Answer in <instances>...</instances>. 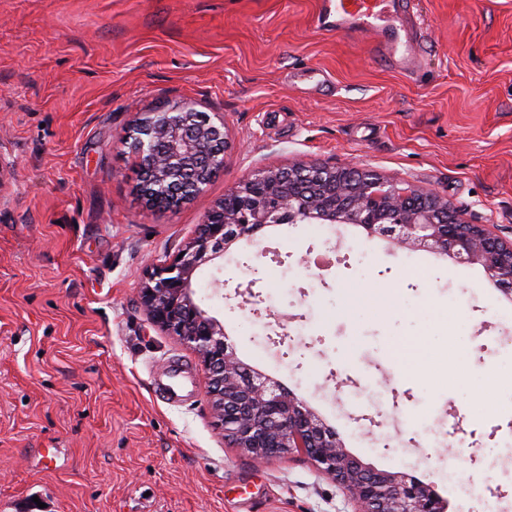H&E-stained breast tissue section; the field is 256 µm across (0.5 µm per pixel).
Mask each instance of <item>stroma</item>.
Instances as JSON below:
<instances>
[{"label": "stroma", "instance_id": "1", "mask_svg": "<svg viewBox=\"0 0 512 512\" xmlns=\"http://www.w3.org/2000/svg\"><path fill=\"white\" fill-rule=\"evenodd\" d=\"M420 67L315 28L319 0H0V512H355L301 452L255 462L214 423L196 354L139 288L226 189L349 164L436 191L512 243V0H415ZM314 69L328 89L307 86ZM184 100L232 146L202 196L147 209L119 141ZM197 295L238 356L371 467L446 512H512V300L483 269L360 227L264 228ZM184 372V395L159 377ZM468 464L457 467L458 457Z\"/></svg>", "mask_w": 512, "mask_h": 512}]
</instances>
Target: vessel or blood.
<instances>
[{"instance_id":"obj_1","label":"vessel or blood","mask_w":512,"mask_h":512,"mask_svg":"<svg viewBox=\"0 0 512 512\" xmlns=\"http://www.w3.org/2000/svg\"><path fill=\"white\" fill-rule=\"evenodd\" d=\"M413 0H321L320 31L358 36L376 34L374 51L389 65L411 72L418 68L422 24Z\"/></svg>"}]
</instances>
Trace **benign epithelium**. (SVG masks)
Instances as JSON below:
<instances>
[{
	"mask_svg": "<svg viewBox=\"0 0 512 512\" xmlns=\"http://www.w3.org/2000/svg\"><path fill=\"white\" fill-rule=\"evenodd\" d=\"M137 156L147 206L164 211L203 193L224 168V120L186 101L147 112L120 138ZM290 222L354 224L394 247L427 250L478 265L489 282L512 285V247L448 200L352 166L265 168L224 192L179 252L152 264L139 288L148 319L192 349L224 438L255 460L305 453L353 497L358 512H444L434 487L403 471L375 470L343 448L335 431L296 393L255 371L224 341V321L196 297L197 274L224 269V251L256 242L265 227Z\"/></svg>",
	"mask_w": 512,
	"mask_h": 512,
	"instance_id": "obj_1",
	"label": "benign epithelium"
}]
</instances>
